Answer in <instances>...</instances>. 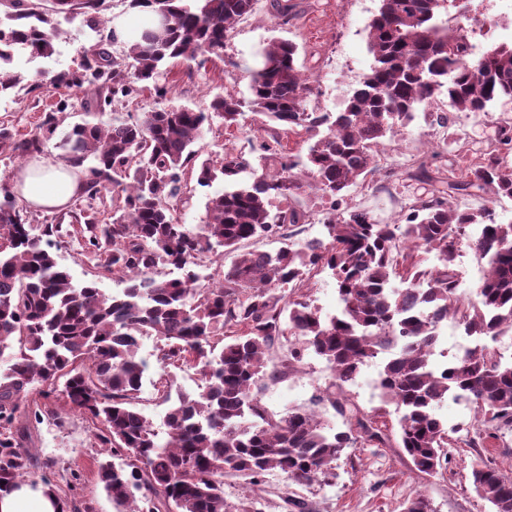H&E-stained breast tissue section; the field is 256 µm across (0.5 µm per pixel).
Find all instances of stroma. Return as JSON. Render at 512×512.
<instances>
[{
	"mask_svg": "<svg viewBox=\"0 0 512 512\" xmlns=\"http://www.w3.org/2000/svg\"><path fill=\"white\" fill-rule=\"evenodd\" d=\"M288 4L292 18L287 27H279L273 0H258L255 12L235 26L222 58L209 60L193 73L186 64H171L170 91L166 97H156L152 89L145 88L128 101L102 112L96 110L87 92L55 88L51 77L55 72L77 68L86 46L108 34L110 21L133 22L137 14L129 9L126 0H110L108 22L96 31L82 18L55 15L59 35L54 54L48 58L23 56L14 62L27 79L38 81V89L1 99L0 124L9 126L18 136L32 135L51 106L60 98H68L69 107L42 151L44 157L58 162L64 154L61 140L75 124L109 126L156 108L179 105L205 112L214 97L228 92L248 96V71L254 66L257 53L277 37L297 44L299 66L317 69L309 110L339 112L373 63L368 26L380 0H288ZM438 108L448 112L447 125L437 124L429 107L423 105L401 134L383 139L377 149L375 174L357 180L349 188L350 207L367 210L384 224L404 220L411 206L429 193L427 183L411 177L421 160L444 177L460 176L492 153L512 166V150L500 145L502 128L512 126V101L497 102L485 114L449 112L444 99ZM265 136L258 117L248 112L239 127L229 131L221 119H214L204 127L196 147L204 159L218 158L229 148L243 154L255 166L259 163L257 147ZM157 342V337H146L139 354L148 363L143 386L144 412L160 428L168 405L157 399L152 387L160 374L154 358ZM379 371L378 363L365 366L356 382L347 386L346 395L366 414L385 413L389 427L393 428L399 415L394 404L379 396ZM327 377L324 361L309 355L298 372L277 383L262 382L254 392L269 411L283 415L288 409L307 404L311 394L324 387ZM438 414L451 440V463L438 474L418 472L394 441L379 448H350L337 461L335 475L326 483L302 487L289 483L284 474L267 475L259 503L261 512H285L284 499L292 493L307 501L310 512H403L406 501L418 494L429 498L435 512H491L490 504L473 491L470 472L477 459L482 458L512 475V433L504 434L493 447L479 454L467 446L476 429L473 408L448 400ZM25 422L32 434L30 452L40 462L33 471L36 478L61 487L63 495L77 502L92 504L95 512H116L98 477L102 450L94 439L91 422L83 413L73 409L57 418L30 414Z\"/></svg>",
	"mask_w": 512,
	"mask_h": 512,
	"instance_id": "stroma-1",
	"label": "stroma"
}]
</instances>
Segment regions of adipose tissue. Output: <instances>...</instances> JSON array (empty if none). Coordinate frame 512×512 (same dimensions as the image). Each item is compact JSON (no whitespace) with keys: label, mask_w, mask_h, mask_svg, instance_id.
Here are the masks:
<instances>
[{"label":"adipose tissue","mask_w":512,"mask_h":512,"mask_svg":"<svg viewBox=\"0 0 512 512\" xmlns=\"http://www.w3.org/2000/svg\"><path fill=\"white\" fill-rule=\"evenodd\" d=\"M79 170L36 158L14 177V191L30 207L61 210L67 208L83 190ZM56 495L48 486L39 490L21 488L0 496V512H56Z\"/></svg>","instance_id":"ef3b65f1"}]
</instances>
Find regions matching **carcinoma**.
<instances>
[{"mask_svg":"<svg viewBox=\"0 0 512 512\" xmlns=\"http://www.w3.org/2000/svg\"><path fill=\"white\" fill-rule=\"evenodd\" d=\"M369 24L374 62L347 98L343 110L310 112L312 76L298 65V46L271 40L250 69L247 98L215 97L210 111L171 107L145 112L108 128L77 124L65 134V161L81 168L85 202L32 224L8 184L0 186V492L37 481L26 471L27 428L21 408L29 391L60 398L94 425L98 445L107 449L98 476L107 496L125 512H261L257 499L236 503L224 496V476L259 486L279 471L299 486L326 481L348 448L389 441L384 414L373 419L348 399L346 385L377 359V388L396 404L399 447L416 469L431 474L448 464V428L436 414L448 398L472 405L487 430L469 441L486 448L502 431H512V361L502 360L495 343L512 338V222L490 206L478 211L448 207L458 194L490 193L512 198V167L501 158L466 175L412 206L403 224H382L367 212L346 206L347 192L375 170L381 140L406 128L420 104L446 92L456 112H487L512 99V45L469 56L466 37L439 21L450 0H380ZM152 6L155 24L116 55L110 42H95L80 69L53 75L52 83L94 88L98 107L152 84L157 96L169 92L165 62L203 66L221 57L241 20L257 0H130ZM15 24H0V97L37 85L11 67L15 53L43 57L54 52L58 30L50 13L101 23L107 0H0ZM68 108L61 99L45 114L40 132L18 139L0 126V154H38ZM266 117L262 172L252 181L239 175L251 168L238 152L199 160L194 148L205 123L218 117L229 131L244 109ZM307 134L306 160L285 149L286 136ZM200 187L222 180L224 192L210 198L206 220L190 229L176 215L186 197V175ZM310 186L332 200L319 234L301 243L295 227L312 215L294 206L273 213L274 199L288 201ZM120 188L123 204L108 223L94 203L109 187ZM77 234L94 261L91 278L72 283L68 269L48 249V238ZM277 237L275 252L239 249L252 240ZM468 247L485 276L472 295L458 292L456 259ZM224 251L219 253L217 248ZM435 264L420 269L419 252ZM236 253L226 267L223 256ZM181 271L165 278L163 270ZM209 266V285L198 287L197 268ZM330 271L338 310L324 316L306 299L312 275ZM126 287L107 295L99 278ZM424 282L425 288H394L395 278ZM450 320L481 341L443 367L435 364L438 329ZM156 336V361L164 373L153 384L167 403L165 430L138 408L147 363L139 338ZM286 336L287 353L275 363L270 353ZM326 360V386L309 405L282 416L269 412L252 386L277 383L298 371L305 355ZM190 367L204 384L196 396L171 395L165 369ZM334 410L345 428L325 420ZM475 492L492 512H512V476L487 463L472 466Z\"/></svg>","mask_w":512,"mask_h":512,"instance_id":"carcinoma-1","label":"carcinoma"}]
</instances>
